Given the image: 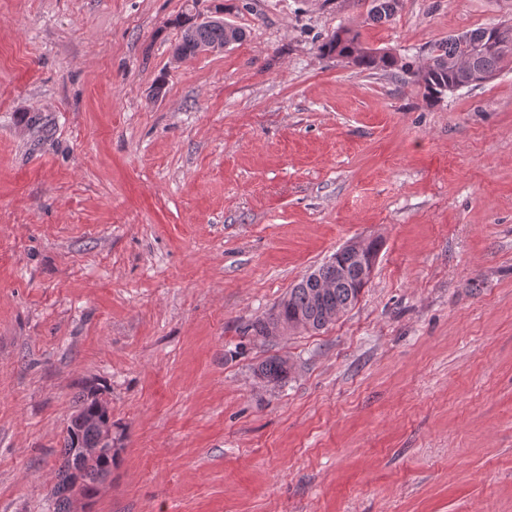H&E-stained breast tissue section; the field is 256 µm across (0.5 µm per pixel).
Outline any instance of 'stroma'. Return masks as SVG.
<instances>
[{
	"mask_svg": "<svg viewBox=\"0 0 512 512\" xmlns=\"http://www.w3.org/2000/svg\"><path fill=\"white\" fill-rule=\"evenodd\" d=\"M244 37L177 62L178 18ZM512 0H0V512H53L84 383L124 437L92 512H512V64L426 104ZM354 238L358 302L246 327ZM288 358L291 378L254 377ZM460 36L478 50L473 56L474 66L481 69L488 80L500 71L505 63H511V24L481 27L442 40L431 48V62L426 65H415L412 61L389 51L364 46L359 33L349 27L338 28L322 42L319 49L328 56L347 59L361 70H382L402 74L407 83L411 80L412 85L421 92L423 100L431 102L440 98L443 88H447L448 91V85L463 87L471 83L467 70L456 69L450 64L451 58L462 46L458 40ZM504 42L509 44L508 49L503 47ZM483 74L474 75L472 83L482 84ZM293 365L288 359L280 356H270L254 368L255 376L263 382L281 384L291 376Z\"/></svg>",
	"mask_w": 512,
	"mask_h": 512,
	"instance_id": "35a3bbf8",
	"label": "stroma"
}]
</instances>
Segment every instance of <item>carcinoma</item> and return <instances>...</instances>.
Masks as SVG:
<instances>
[{
    "mask_svg": "<svg viewBox=\"0 0 512 512\" xmlns=\"http://www.w3.org/2000/svg\"><path fill=\"white\" fill-rule=\"evenodd\" d=\"M368 16L374 21L387 20L399 9L400 0H368ZM182 29L181 40L174 48L182 59L197 55L201 45L227 46L242 38L240 29L220 22L199 24L189 15L177 21ZM466 43L476 49L474 66L484 76L492 78L502 67L512 61V25L495 24L462 33ZM458 36L442 40L431 48V62L416 65L389 51L365 46L359 33L349 27H340L320 45V51L328 56L348 60L354 67L370 71L382 70L399 73L414 85L427 102L439 98L442 90L450 85L468 86L469 72L456 69L451 58L460 50ZM358 260L349 253H342L335 261H326L313 270V274L330 279L336 287L326 294L318 293L312 278L304 277L288 291V294L266 316L255 320L247 327L250 335L264 341L276 338L281 330L319 331L330 324V312L339 307L349 310L355 305ZM293 365L288 359L270 356L254 368L255 376L270 384H281L291 376ZM94 387L84 386L77 397L76 413L72 416L64 437L63 463L58 469L59 481L54 489L56 497L54 512H70L75 488L88 493L96 490L111 472L114 458L103 451L98 456L83 462L82 472L75 474L73 451L79 444L92 448L99 444L98 434L86 426V421L95 411L92 398Z\"/></svg>",
    "mask_w": 512,
    "mask_h": 512,
    "instance_id": "1",
    "label": "carcinoma"
}]
</instances>
